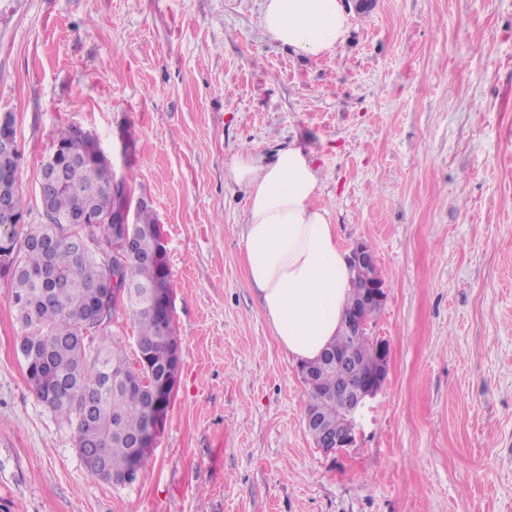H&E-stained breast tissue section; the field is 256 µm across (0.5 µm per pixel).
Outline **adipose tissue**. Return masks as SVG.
<instances>
[{"label":"adipose tissue","instance_id":"1","mask_svg":"<svg viewBox=\"0 0 512 512\" xmlns=\"http://www.w3.org/2000/svg\"><path fill=\"white\" fill-rule=\"evenodd\" d=\"M261 25L296 53L320 58L343 42L350 15L343 0H264ZM230 174L248 186L244 260L249 281L282 348L316 359L341 329L353 272L326 208L310 154L279 149L265 162L239 154Z\"/></svg>","mask_w":512,"mask_h":512}]
</instances>
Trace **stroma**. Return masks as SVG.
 I'll return each instance as SVG.
<instances>
[{
	"label": "stroma",
	"mask_w": 512,
	"mask_h": 512,
	"mask_svg": "<svg viewBox=\"0 0 512 512\" xmlns=\"http://www.w3.org/2000/svg\"><path fill=\"white\" fill-rule=\"evenodd\" d=\"M262 3L0 0L28 223L59 131L91 133L158 218L181 351L148 462L112 485L32 392L0 279V512H512V0H348L320 59L275 42ZM288 144L387 291L370 334L388 376L337 452L305 429L229 176L240 152Z\"/></svg>",
	"instance_id": "1"
}]
</instances>
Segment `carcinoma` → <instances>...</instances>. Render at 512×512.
Returning a JSON list of instances; mask_svg holds the SVG:
<instances>
[{
  "instance_id": "1",
  "label": "carcinoma",
  "mask_w": 512,
  "mask_h": 512,
  "mask_svg": "<svg viewBox=\"0 0 512 512\" xmlns=\"http://www.w3.org/2000/svg\"><path fill=\"white\" fill-rule=\"evenodd\" d=\"M75 132L73 127L62 130L54 145L56 163L66 169V177L52 190L46 224L27 229L17 223L28 214L18 183L19 149L8 159L0 157V187L9 190L12 201L9 213L0 212V277L10 281V303L20 325L18 342L26 348L20 361L36 398L77 434L87 433V421H92L89 443L110 449L107 473L120 477L134 465L142 469L152 451L149 445L135 446L144 435L154 441L159 418L142 381H159L176 371L177 364L169 359V337L163 335L172 317H162L147 302L127 306L137 325L136 360L131 361L123 341L109 331L118 302H107L93 318L90 295L98 280L112 278L114 268L130 288H151L158 282L168 286L171 272L166 257L152 259L163 237L155 214L142 202L135 221L145 231L130 251L112 257L104 251L75 249L73 240L82 235L112 244V213L129 202V194L112 193L109 165L95 139L78 138ZM81 207L99 223H66ZM41 233L55 238L53 249L21 244L24 237ZM53 275L64 281V288L48 299ZM376 342L370 335L354 339L342 328L326 351H354L355 370L363 376L377 368ZM336 378V370L320 369L307 404L332 427L343 414ZM86 391L97 394L88 411L79 404Z\"/></svg>"
}]
</instances>
